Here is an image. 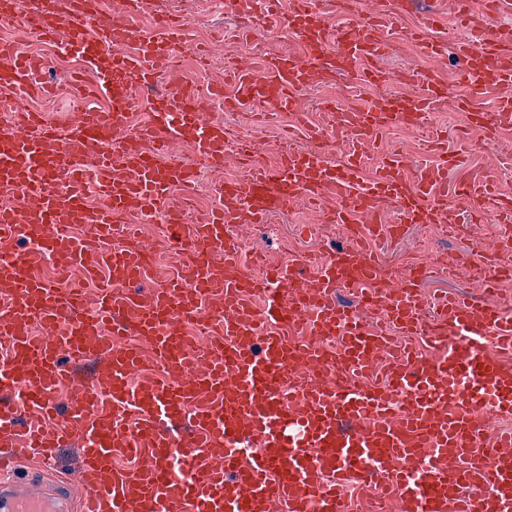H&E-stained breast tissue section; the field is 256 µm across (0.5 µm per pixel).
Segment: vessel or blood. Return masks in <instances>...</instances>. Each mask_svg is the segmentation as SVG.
<instances>
[{
	"instance_id": "b4317fda",
	"label": "vessel or blood",
	"mask_w": 512,
	"mask_h": 512,
	"mask_svg": "<svg viewBox=\"0 0 512 512\" xmlns=\"http://www.w3.org/2000/svg\"><path fill=\"white\" fill-rule=\"evenodd\" d=\"M146 0H0L48 42L69 32L81 62L64 81L44 60L0 45V91L24 101L66 92V122L18 109L0 127V187L23 209L0 206V512H349L348 489L389 495L400 512H512V432L489 439L490 417L512 416V315L493 299L512 282V192L494 174L464 175L468 144L449 149L431 126L447 78L435 67L402 75L414 94L388 92L383 59L415 47L454 52L466 94L455 110L493 142L512 130V0H224L242 13L229 84L208 98L262 123L294 114L286 136L302 149L264 145L209 117L193 85L153 90L188 43L182 17L159 12L134 27ZM462 38L448 44V19ZM285 30L297 49L244 66L261 35ZM346 76L356 103L329 101V129L297 117L300 88ZM147 91L149 122L133 126L131 88ZM494 91L492 107L481 97ZM97 97L104 109L86 106ZM397 127L422 131L434 154L417 168L379 148ZM188 142L181 158L173 141ZM244 169L225 181L195 223L174 204L204 167ZM101 199L85 201L87 188ZM397 220H385L383 201ZM344 245L314 256L242 259L244 226L288 206H323ZM163 217L179 272L155 281L157 244L126 213ZM497 225L498 251L408 260L389 274L379 247L406 224L464 232ZM57 272L41 274L44 256ZM81 268L94 300L61 276ZM471 269L480 298L423 291L439 268ZM381 311L384 328L365 320ZM448 350L434 356L437 337ZM67 387L65 405L54 394ZM78 445L72 473L61 449ZM38 457L33 474L20 462ZM86 494L74 498L73 485Z\"/></svg>"
}]
</instances>
